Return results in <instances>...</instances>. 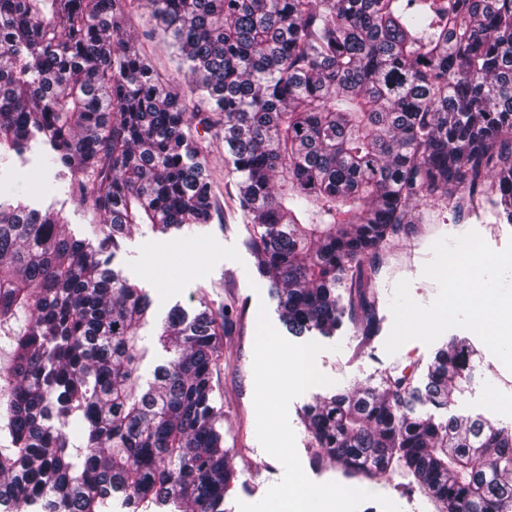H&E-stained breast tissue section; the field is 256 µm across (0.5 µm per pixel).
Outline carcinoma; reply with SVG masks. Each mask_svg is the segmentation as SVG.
<instances>
[{
	"instance_id": "cac0c4a2",
	"label": "carcinoma",
	"mask_w": 512,
	"mask_h": 512,
	"mask_svg": "<svg viewBox=\"0 0 512 512\" xmlns=\"http://www.w3.org/2000/svg\"><path fill=\"white\" fill-rule=\"evenodd\" d=\"M219 116L256 273L296 336L375 327L362 262L435 198L512 224V0H140ZM121 0H0V164L39 139L101 225L0 200V512H224L235 475L214 375L224 310L173 308L113 267L191 229L214 193L190 102L130 46ZM344 289L347 299L337 294ZM439 349L421 387L320 396L300 422L349 472L398 465L446 512H512V429L438 419L474 378Z\"/></svg>"
}]
</instances>
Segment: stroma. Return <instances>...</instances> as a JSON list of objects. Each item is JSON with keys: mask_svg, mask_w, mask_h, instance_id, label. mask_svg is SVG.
Instances as JSON below:
<instances>
[{"mask_svg": "<svg viewBox=\"0 0 512 512\" xmlns=\"http://www.w3.org/2000/svg\"><path fill=\"white\" fill-rule=\"evenodd\" d=\"M122 8L125 28L154 77L175 86L181 95H189L188 85L177 74L173 51L165 44L148 9L134 0H124ZM202 139L207 148L206 172L216 198V211L210 222L166 235H133L123 241L114 267L150 293L157 318H164L176 305L196 310L203 300L224 308V366L214 381L224 401V444L230 450L235 471V480L224 496V510L239 512V502L261 500L283 475L279 461L262 448L256 437L253 347L259 307H266L280 334H287L288 329L279 319L270 280L255 272L256 259L246 245L245 219L226 185L224 139L214 129L203 132ZM45 155L44 145L32 142L23 156L0 164V184L9 188L12 198L33 208L63 211L68 233L97 240L98 226L91 213L70 193L67 169L46 164ZM413 217L412 224L363 262L379 319L375 337L369 343H361L359 328L350 323L334 336L321 337L326 350L317 356L316 365L332 383L308 389L289 406V421L305 473L319 483L335 481L374 492V499L363 502L359 512H383L377 501L381 495L401 512H443V507L402 468L366 477L347 473L326 460L316 461V450L298 417L299 410L315 397L359 385L376 386L388 375L404 374L414 385H423L437 349L464 339L476 350V377L464 393L456 396L452 413L482 414L512 429V408L506 405L507 399L512 398V371L474 332L454 328L430 346L411 340L396 354L384 350L393 324L389 305L396 283L410 280L412 298L423 305L430 304L438 293L436 283L422 274L434 241L451 231L461 235L474 230L492 249L501 250L512 241V224L498 220L483 206L457 214L436 203L419 207Z\"/></svg>", "mask_w": 512, "mask_h": 512, "instance_id": "stroma-1", "label": "stroma"}]
</instances>
